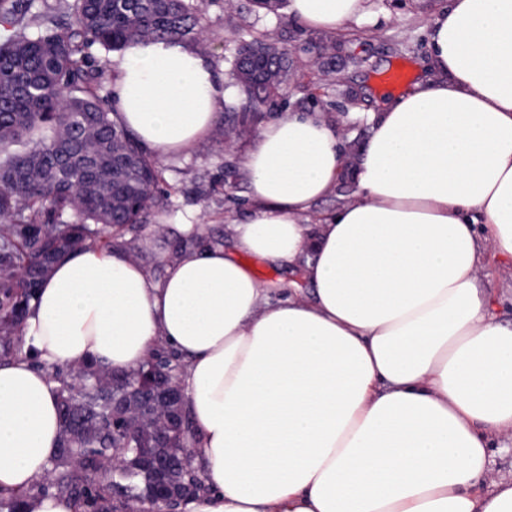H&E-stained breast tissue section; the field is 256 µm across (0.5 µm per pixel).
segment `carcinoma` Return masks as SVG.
I'll list each match as a JSON object with an SVG mask.
<instances>
[{"label": "carcinoma", "mask_w": 512, "mask_h": 512, "mask_svg": "<svg viewBox=\"0 0 512 512\" xmlns=\"http://www.w3.org/2000/svg\"><path fill=\"white\" fill-rule=\"evenodd\" d=\"M192 0H0V362L24 353L21 323L50 265L80 248L112 250L145 222L162 193L158 162L100 96L110 56L149 39L198 40ZM235 59L238 93L225 111L257 112L288 82L290 50L261 38ZM185 369L162 348L152 362ZM98 368L55 369L63 430L44 479L24 492L0 493V512H26L49 494L69 498L75 512H135L150 476L136 469L101 479L115 456L173 454L189 442L192 425L179 404L155 441L149 425L134 443L122 432L139 391L127 384L97 387ZM180 504L203 490L193 470L170 473Z\"/></svg>", "instance_id": "carcinoma-1"}]
</instances>
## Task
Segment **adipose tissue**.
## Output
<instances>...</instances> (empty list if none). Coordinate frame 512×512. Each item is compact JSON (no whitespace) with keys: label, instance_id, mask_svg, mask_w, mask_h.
<instances>
[{"label":"adipose tissue","instance_id":"obj_1","mask_svg":"<svg viewBox=\"0 0 512 512\" xmlns=\"http://www.w3.org/2000/svg\"><path fill=\"white\" fill-rule=\"evenodd\" d=\"M371 0H288L342 30ZM430 77L384 111L354 162L342 133L291 112L258 129L239 176L251 209L225 243L150 276L126 249L56 262L22 324L31 356L0 364V490L40 482L58 451L53 367L186 365L184 405L206 487L185 512H512V321L479 288L487 251L512 257V0H450L428 29ZM126 128L158 156L214 129L227 92L187 43L111 60ZM351 175L353 194L314 205ZM299 269L274 297L241 260Z\"/></svg>","mask_w":512,"mask_h":512}]
</instances>
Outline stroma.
I'll list each match as a JSON object with an SVG mask.
<instances>
[{
    "label": "stroma",
    "instance_id": "stroma-1",
    "mask_svg": "<svg viewBox=\"0 0 512 512\" xmlns=\"http://www.w3.org/2000/svg\"><path fill=\"white\" fill-rule=\"evenodd\" d=\"M448 0H372V12L343 32L310 30L287 10L251 11L249 0H194L202 29L196 45L220 72H228L242 41L262 35L298 50L295 70L283 91L279 114L318 112L338 120L348 154H356L369 132L367 117L378 111L377 90L399 68L423 65L427 25L433 8ZM249 141L224 146V128L216 126L195 151L162 159V188L169 197L153 209L148 224H165L164 233L142 238L131 255L153 276L163 273V257L174 254L176 226L188 216L207 228L206 240L222 241L225 224L246 216L250 199L238 178ZM481 283L499 302L502 318H512V258L489 254Z\"/></svg>",
    "mask_w": 512,
    "mask_h": 512
}]
</instances>
